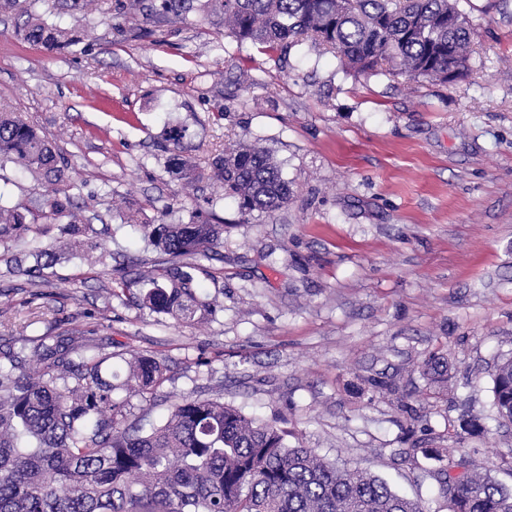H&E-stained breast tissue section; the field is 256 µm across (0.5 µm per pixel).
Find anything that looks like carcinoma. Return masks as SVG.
Segmentation results:
<instances>
[{"label": "carcinoma", "mask_w": 512, "mask_h": 512, "mask_svg": "<svg viewBox=\"0 0 512 512\" xmlns=\"http://www.w3.org/2000/svg\"><path fill=\"white\" fill-rule=\"evenodd\" d=\"M28 0H0L23 18L17 35L47 50L69 49L77 36L32 14ZM239 43L286 60L305 39L336 53L357 74H402L452 82L470 70L474 27L458 0H205ZM47 184L42 215L65 220L64 233L105 263L90 225L65 192L69 180L52 144L13 112L0 111V162ZM189 183L208 181L244 218L288 203L291 189L270 150L229 145L209 169L174 162ZM29 210L0 207V240L30 231ZM168 266L140 274L139 305L181 324L204 321L215 301L200 292L197 266L224 225L142 224ZM97 345L56 342L31 351L0 350V512H427L383 480L339 468L311 448L288 445L275 425L218 400L185 396L165 422L144 430L126 401L156 394L164 366L132 356L121 381L103 378ZM496 412L512 417V358L493 374ZM448 512H512V488L489 475L440 470Z\"/></svg>", "instance_id": "1"}]
</instances>
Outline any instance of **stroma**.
<instances>
[{"instance_id": "1", "label": "stroma", "mask_w": 512, "mask_h": 512, "mask_svg": "<svg viewBox=\"0 0 512 512\" xmlns=\"http://www.w3.org/2000/svg\"><path fill=\"white\" fill-rule=\"evenodd\" d=\"M155 0H32L75 30L80 51L47 52L0 9V107L55 147L68 193L110 251L77 259L40 216L45 183L0 164V204L37 231L0 241V343L33 349L77 320L124 367L165 364L157 401L131 398L143 426L179 398L220 400L275 424L290 445L358 467L448 512L427 448L460 441L471 467L512 485V424L493 405L497 361L512 357V0H459L475 28L471 71L450 84L357 76L303 41L286 63L237 43L199 6L161 17ZM184 128L179 146L168 125ZM260 142L292 195L242 221L208 183L189 187L173 155L204 167L225 144ZM224 227L199 258L210 320L175 324L138 304L139 285L106 299L163 253L121 212ZM52 253L50 290L17 275ZM448 364L447 386L422 372Z\"/></svg>"}]
</instances>
